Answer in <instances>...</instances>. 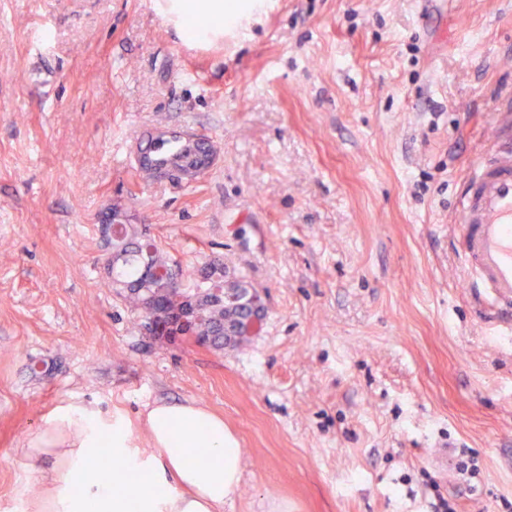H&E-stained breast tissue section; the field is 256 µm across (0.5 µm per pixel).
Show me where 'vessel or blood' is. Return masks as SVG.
Listing matches in <instances>:
<instances>
[{
    "label": "vessel or blood",
    "mask_w": 512,
    "mask_h": 512,
    "mask_svg": "<svg viewBox=\"0 0 512 512\" xmlns=\"http://www.w3.org/2000/svg\"><path fill=\"white\" fill-rule=\"evenodd\" d=\"M495 150L476 161L460 194L458 249L468 286L486 304L497 333L512 334V101L494 114Z\"/></svg>",
    "instance_id": "obj_1"
}]
</instances>
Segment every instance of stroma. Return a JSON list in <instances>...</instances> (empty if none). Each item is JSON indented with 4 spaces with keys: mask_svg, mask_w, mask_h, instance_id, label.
<instances>
[{
    "mask_svg": "<svg viewBox=\"0 0 512 512\" xmlns=\"http://www.w3.org/2000/svg\"><path fill=\"white\" fill-rule=\"evenodd\" d=\"M161 0H0V512L58 408L224 419V512H507L512 340L464 288L458 191L512 96V0H265L191 31ZM204 135L146 177L137 136ZM184 269L226 257L256 335L217 354L134 328L104 287L113 208ZM475 451L476 493L454 463Z\"/></svg>",
    "mask_w": 512,
    "mask_h": 512,
    "instance_id": "obj_1",
    "label": "stroma"
}]
</instances>
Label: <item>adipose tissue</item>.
I'll return each mask as SVG.
<instances>
[{
    "mask_svg": "<svg viewBox=\"0 0 512 512\" xmlns=\"http://www.w3.org/2000/svg\"><path fill=\"white\" fill-rule=\"evenodd\" d=\"M150 448L138 447L124 417L103 416L76 405L31 431L18 453L37 474V495L25 512H224L241 482L237 438L222 418L195 403L157 401L139 416ZM99 457L111 475L104 482L86 471Z\"/></svg>",
    "mask_w": 512,
    "mask_h": 512,
    "instance_id": "adipose-tissue-1",
    "label": "adipose tissue"
}]
</instances>
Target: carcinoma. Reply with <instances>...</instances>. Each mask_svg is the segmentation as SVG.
Returning a JSON list of instances; mask_svg holds the SVG:
<instances>
[{
    "label": "carcinoma",
    "mask_w": 512,
    "mask_h": 512,
    "mask_svg": "<svg viewBox=\"0 0 512 512\" xmlns=\"http://www.w3.org/2000/svg\"><path fill=\"white\" fill-rule=\"evenodd\" d=\"M179 142L176 156L172 159L163 154L167 140L154 136L139 141V152L145 155L156 169L173 168L185 175H192L203 163L205 146L173 136ZM107 249H117L115 261L107 272L108 285L125 288V299L137 310L142 318L151 315L159 317V322L179 317L186 305L187 294H195L199 321L191 324L180 333L167 335L160 332L158 338L171 344L190 343L221 353L226 348L225 326L235 322L251 311L249 288L243 280L236 281L239 293L234 299L224 297V274L229 267L221 258H215L191 270L177 269L180 281H189L192 287L180 290L169 287L171 265L156 242L139 231L135 224H123L114 231V238H105Z\"/></svg>",
    "instance_id": "cac0c4a2"
}]
</instances>
